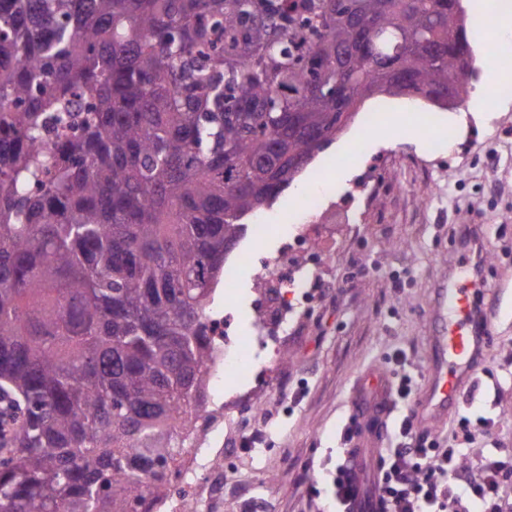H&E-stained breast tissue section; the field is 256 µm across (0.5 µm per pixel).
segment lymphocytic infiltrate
Here are the masks:
<instances>
[{
	"label": "lymphocytic infiltrate",
	"mask_w": 512,
	"mask_h": 512,
	"mask_svg": "<svg viewBox=\"0 0 512 512\" xmlns=\"http://www.w3.org/2000/svg\"><path fill=\"white\" fill-rule=\"evenodd\" d=\"M488 419L458 415L447 444L421 431L412 414L394 424L372 478L376 512H505L506 460L490 454L468 465V447L486 433Z\"/></svg>",
	"instance_id": "lymphocytic-infiltrate-1"
}]
</instances>
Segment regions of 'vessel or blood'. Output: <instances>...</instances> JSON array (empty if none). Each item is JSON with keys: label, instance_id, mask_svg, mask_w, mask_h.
Segmentation results:
<instances>
[{"label": "vessel or blood", "instance_id": "obj_1", "mask_svg": "<svg viewBox=\"0 0 512 512\" xmlns=\"http://www.w3.org/2000/svg\"><path fill=\"white\" fill-rule=\"evenodd\" d=\"M481 262L464 261L457 275L437 291L432 318L441 325L432 342V353L423 388L414 406L421 427L447 417L459 405L460 396L475 380V369L490 343V320L473 301L482 291ZM388 387L377 372L365 374L358 383L355 414L373 413L385 419Z\"/></svg>", "mask_w": 512, "mask_h": 512}]
</instances>
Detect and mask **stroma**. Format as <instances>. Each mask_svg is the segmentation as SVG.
Returning <instances> with one entry per match:
<instances>
[{
	"instance_id": "1",
	"label": "stroma",
	"mask_w": 512,
	"mask_h": 512,
	"mask_svg": "<svg viewBox=\"0 0 512 512\" xmlns=\"http://www.w3.org/2000/svg\"><path fill=\"white\" fill-rule=\"evenodd\" d=\"M474 53L479 109L463 103L438 112L418 137L399 131L378 145L354 119L342 134L350 148L319 154L264 211L265 236H246L229 254L231 265L256 254L304 257L315 287L285 310L297 330L276 367L261 355L224 376L226 396L239 403L224 418L232 453L212 458L224 469V512H329L325 465L341 445L356 381L372 370L391 379L399 351L408 370L426 372L436 291L473 224L482 227L480 302L492 340L458 410L493 422L472 458L512 448V94L486 92L493 70L482 48ZM443 135L447 153L431 154L429 140ZM302 231L304 245L294 241ZM212 308L232 318L238 335L278 332L253 277L217 287ZM312 484L321 492L313 511Z\"/></svg>"
}]
</instances>
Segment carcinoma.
<instances>
[{
	"instance_id": "carcinoma-1",
	"label": "carcinoma",
	"mask_w": 512,
	"mask_h": 512,
	"mask_svg": "<svg viewBox=\"0 0 512 512\" xmlns=\"http://www.w3.org/2000/svg\"><path fill=\"white\" fill-rule=\"evenodd\" d=\"M461 2L0 0V512L168 498L245 220L362 101L469 97Z\"/></svg>"
}]
</instances>
